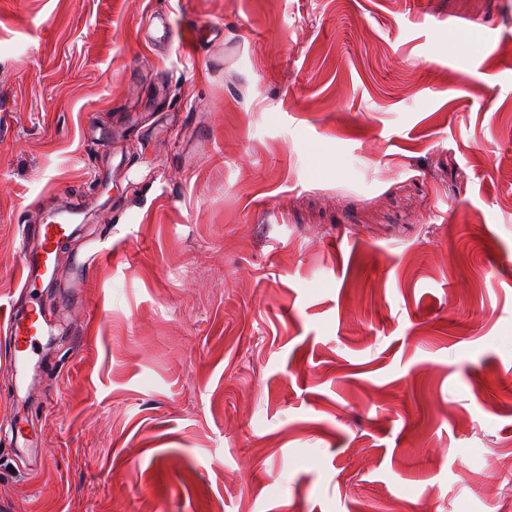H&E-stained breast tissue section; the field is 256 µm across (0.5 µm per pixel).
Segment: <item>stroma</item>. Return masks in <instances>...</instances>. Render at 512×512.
Segmentation results:
<instances>
[{
    "instance_id": "stroma-1",
    "label": "stroma",
    "mask_w": 512,
    "mask_h": 512,
    "mask_svg": "<svg viewBox=\"0 0 512 512\" xmlns=\"http://www.w3.org/2000/svg\"><path fill=\"white\" fill-rule=\"evenodd\" d=\"M72 211L0 512H500L512 0H0L1 305ZM200 30L201 28H191L187 34L182 32L181 28L172 19L170 12L165 16L164 19H162L160 39H162L164 42H167L168 44H173L175 39L182 34L189 43L190 47L195 50L198 43L200 42ZM71 224L66 221L56 224H42L38 230L37 242L31 247L23 240L21 243V279L22 288L30 282L49 273L57 244L70 234Z\"/></svg>"
}]
</instances>
